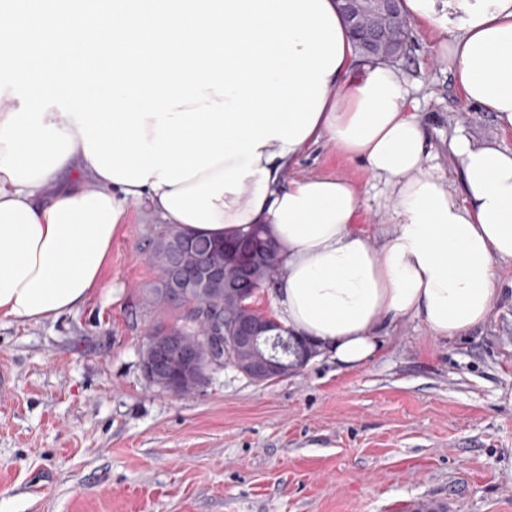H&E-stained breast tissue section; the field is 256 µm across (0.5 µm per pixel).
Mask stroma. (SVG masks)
<instances>
[{
    "label": "stroma",
    "instance_id": "1",
    "mask_svg": "<svg viewBox=\"0 0 512 512\" xmlns=\"http://www.w3.org/2000/svg\"><path fill=\"white\" fill-rule=\"evenodd\" d=\"M398 61L425 125L426 166L456 170L464 135L512 148L491 113L465 103L413 26ZM291 176H343L360 189V226L382 241L389 189L325 143ZM159 218L132 206L86 306L25 323L0 320V512H512V263L498 302L470 335L436 339L418 319L383 332L380 354L339 369L320 354L295 376L257 383L225 366L198 391L151 384L140 359L175 312L149 305Z\"/></svg>",
    "mask_w": 512,
    "mask_h": 512
}]
</instances>
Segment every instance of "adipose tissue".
<instances>
[{
	"label": "adipose tissue",
	"mask_w": 512,
	"mask_h": 512,
	"mask_svg": "<svg viewBox=\"0 0 512 512\" xmlns=\"http://www.w3.org/2000/svg\"><path fill=\"white\" fill-rule=\"evenodd\" d=\"M407 18L438 33L437 63L448 65L464 100L512 131V0H404ZM404 74L362 62L351 36L327 76L323 106L304 142L271 139L257 176L215 202L216 237L262 224L282 265L270 289L274 318L350 370L371 361L388 323L420 319L433 336L469 335L491 315L497 271L512 262V150L456 137L458 188L425 166L426 130L411 112ZM44 124L73 137V150L35 183L0 171V318L26 322L78 311L99 286L130 206L144 204L182 231L194 227L161 201L171 186H131L104 177L86 154L73 118L57 107ZM332 145L390 188L394 226L382 244L357 226L360 199L342 177L293 178L307 146ZM71 182H62V175Z\"/></svg>",
	"instance_id": "obj_1"
}]
</instances>
